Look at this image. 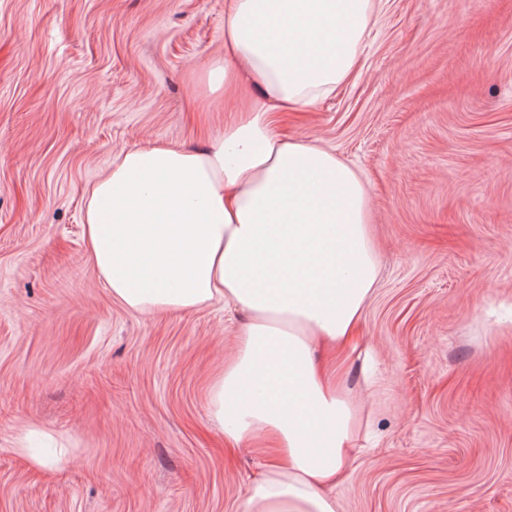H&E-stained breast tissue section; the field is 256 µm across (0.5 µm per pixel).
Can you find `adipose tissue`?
<instances>
[{
  "label": "adipose tissue",
  "instance_id": "1",
  "mask_svg": "<svg viewBox=\"0 0 512 512\" xmlns=\"http://www.w3.org/2000/svg\"><path fill=\"white\" fill-rule=\"evenodd\" d=\"M380 0H224V57L206 79L252 96L210 143L118 156L83 228L113 299L138 313L216 300L244 313L208 392L226 457L258 464L243 512H337L359 451L358 328L379 278L369 194L335 153L275 131L278 115L354 74Z\"/></svg>",
  "mask_w": 512,
  "mask_h": 512
}]
</instances>
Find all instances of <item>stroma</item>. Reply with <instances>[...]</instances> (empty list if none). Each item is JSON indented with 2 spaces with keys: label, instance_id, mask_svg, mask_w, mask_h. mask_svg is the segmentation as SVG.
Returning <instances> with one entry per match:
<instances>
[{
  "label": "stroma",
  "instance_id": "35a3bbf8",
  "mask_svg": "<svg viewBox=\"0 0 512 512\" xmlns=\"http://www.w3.org/2000/svg\"><path fill=\"white\" fill-rule=\"evenodd\" d=\"M224 0H0V512H242L206 388L223 302L141 315L100 280L88 188L221 133ZM370 195L367 449L338 512H512V0H381L356 76L283 113ZM68 447L38 465L14 440Z\"/></svg>",
  "mask_w": 512,
  "mask_h": 512
}]
</instances>
